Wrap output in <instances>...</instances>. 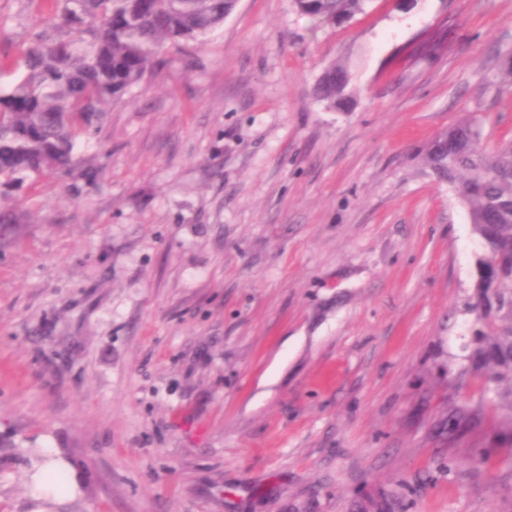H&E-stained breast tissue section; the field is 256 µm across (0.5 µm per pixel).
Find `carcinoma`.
<instances>
[{
  "label": "carcinoma",
  "instance_id": "carcinoma-1",
  "mask_svg": "<svg viewBox=\"0 0 512 512\" xmlns=\"http://www.w3.org/2000/svg\"><path fill=\"white\" fill-rule=\"evenodd\" d=\"M315 26L340 24L371 0H294ZM53 37L37 36L24 75L0 87V185L22 188L76 165L79 140L97 131L109 105L138 84L160 49L222 25L235 0H47ZM348 72L331 65L316 95L343 99ZM483 124L468 118L428 153L435 174L455 187L480 242L469 342L481 404L512 427V139L482 150Z\"/></svg>",
  "mask_w": 512,
  "mask_h": 512
}]
</instances>
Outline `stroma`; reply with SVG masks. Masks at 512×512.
<instances>
[{"label": "stroma", "instance_id": "stroma-1", "mask_svg": "<svg viewBox=\"0 0 512 512\" xmlns=\"http://www.w3.org/2000/svg\"><path fill=\"white\" fill-rule=\"evenodd\" d=\"M53 31L45 0H0V83ZM511 49L512 0L319 29L238 0L165 46L71 172L0 196L24 214L0 245V512H512V447L462 371L481 247L426 163L467 117L512 138ZM32 448L65 494L37 500ZM348 81V72L344 66L331 65L319 81L316 90L317 98L328 106L335 105L336 101L343 99Z\"/></svg>", "mask_w": 512, "mask_h": 512}]
</instances>
